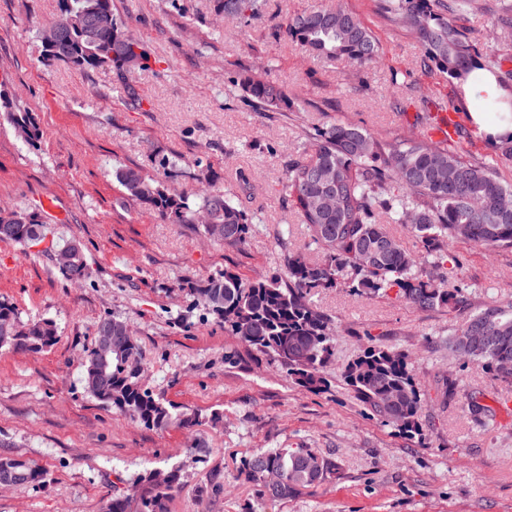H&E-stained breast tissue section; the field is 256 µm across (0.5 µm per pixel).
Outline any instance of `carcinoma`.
<instances>
[{
	"instance_id": "1",
	"label": "carcinoma",
	"mask_w": 512,
	"mask_h": 512,
	"mask_svg": "<svg viewBox=\"0 0 512 512\" xmlns=\"http://www.w3.org/2000/svg\"><path fill=\"white\" fill-rule=\"evenodd\" d=\"M475 0H380V13L410 32L423 50V66L434 64L460 83L495 78L498 86L512 79L499 58H486L452 15ZM260 0H213V11L230 22L246 24L260 14ZM56 39L45 58L86 71L107 67L124 87L136 71H149L151 54L143 43L125 37L114 0H59ZM285 32L292 43L328 61L345 58L359 67L374 63L379 46L371 31L339 5L288 17ZM249 107L257 112L290 101L282 86L256 73L231 80ZM0 109L24 142L36 145L40 129L29 112L12 110L0 93ZM496 118L512 124V94L496 100ZM115 178L126 197L149 214L170 224H193L204 212L209 238L228 248L245 244L254 217L230 189L210 188L194 198L133 168H118ZM301 223L309 226L322 259L311 262L301 252L286 259L288 283L278 279L250 281L231 269L190 290L199 294L224 330L284 366L288 376L312 390L328 389L323 368L334 355L336 340L327 320L310 297L321 289L348 288L374 297L395 290L409 304L422 308L466 310L461 326L445 341L448 354L485 365L495 377L512 381V298L471 309L461 293L441 287L447 274L448 238L461 237L486 247L512 246V184L500 180L495 167L463 159L457 151L433 142L425 132L385 151L365 129L331 123L316 130L304 151L292 159L282 182ZM411 221L408 230L437 261L426 267L408 253L382 223ZM46 238L41 214L0 210V242L33 246ZM64 279L78 283L91 276L79 244ZM112 329V348L88 350L82 382L86 392L132 421L165 430H190L201 425L198 414L181 411L153 395L133 373L141 360L129 322L116 316L99 319L95 336ZM58 338L48 319L24 323L18 308L0 300V348L39 353ZM346 385L371 414L393 423L410 436L422 434V400L414 385L409 356L386 347L370 348L349 363L342 374ZM334 464L309 448H256L242 460L240 474L250 482L268 473L275 480L259 484L262 498L278 501L324 483ZM150 472L138 475L143 486L139 512H168L180 487V470H168V481L157 486ZM46 473L25 461L0 457V481L15 486L38 485Z\"/></svg>"
}]
</instances>
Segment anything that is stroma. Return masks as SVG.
Here are the masks:
<instances>
[{"label":"stroma","instance_id":"1","mask_svg":"<svg viewBox=\"0 0 512 512\" xmlns=\"http://www.w3.org/2000/svg\"><path fill=\"white\" fill-rule=\"evenodd\" d=\"M380 46L376 64L355 68L308 54L286 37L289 15L331 0H263L245 25L221 21L212 0H114L127 31L150 51L153 68L122 87L108 68L79 71L44 57L43 30L58 0H0V91L32 113L42 137L31 146L0 112V208L25 211L56 198L67 223H52L54 242H79L92 267L83 283L66 281L40 248L0 242V299L22 320L48 318L58 340L41 353L0 350V456L45 469L37 486L0 487V512H101L113 493L137 497L145 469H181L169 512H512V384L481 363L448 354L442 341L462 311L419 309L396 294L365 298L347 290L315 294L312 303L336 332L324 376L311 392L280 362L261 355L210 315L191 288L232 269L245 279L285 273L289 252L318 259L306 225L282 193L288 161L315 129L349 123L390 148L419 127L426 104L462 98L455 117L466 135L453 148L494 163L512 183V157L472 122L492 100L461 96L422 51L390 26L378 0H340ZM456 24L481 53L512 59V30L489 22L512 16V0H479ZM266 70L292 109L247 106L232 77ZM403 82L393 83V74ZM176 159L175 187L194 196L212 171L218 188L243 190L257 218L240 248L227 249L197 225L170 224L122 197L115 170L160 174ZM445 288L472 307L512 296V247L448 242ZM126 318L142 352L146 388L200 415L193 431L145 427L91 398L83 365L97 321ZM370 346L408 354L422 399L423 435L410 438L369 414L342 379V369ZM234 363H226V355ZM496 412L484 424L471 397ZM208 448L194 456L196 442ZM306 444L333 462L326 482L296 496L262 500L239 473L256 448ZM222 484L211 495L213 484Z\"/></svg>","mask_w":512,"mask_h":512}]
</instances>
